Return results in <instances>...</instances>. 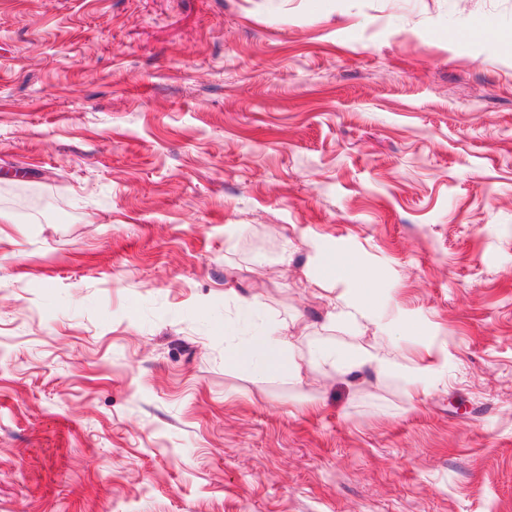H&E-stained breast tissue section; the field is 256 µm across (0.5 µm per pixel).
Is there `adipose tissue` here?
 Wrapping results in <instances>:
<instances>
[{"label":"adipose tissue","mask_w":512,"mask_h":512,"mask_svg":"<svg viewBox=\"0 0 512 512\" xmlns=\"http://www.w3.org/2000/svg\"><path fill=\"white\" fill-rule=\"evenodd\" d=\"M315 260L321 270V283L332 284L339 280L360 283L361 276L352 257L320 252ZM359 294L360 305H367L371 297L370 286L361 285ZM426 353L427 361L407 373L411 387L418 394L433 385L438 374L448 366V345L445 341L428 345ZM227 363L251 371L255 380L281 378L295 386L305 384L307 371L311 368L326 377L352 379L367 369L382 377L400 367L395 346L391 343L369 348L339 347L326 343L308 354H300L284 322L262 325L257 336L229 354Z\"/></svg>","instance_id":"obj_1"}]
</instances>
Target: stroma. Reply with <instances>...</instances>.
I'll return each instance as SVG.
<instances>
[{"label": "stroma", "instance_id": "35a3bbf8", "mask_svg": "<svg viewBox=\"0 0 512 512\" xmlns=\"http://www.w3.org/2000/svg\"><path fill=\"white\" fill-rule=\"evenodd\" d=\"M0 209V512H512V0H0ZM315 260L321 269V283L334 284L336 280L359 282L362 288H357L360 294L357 307L362 310L369 303L371 297L369 282L366 277L359 274L358 266L351 256L335 252H317ZM303 362L323 376L344 379H354L366 369L383 377L400 367L392 341L369 348L326 343L307 355L300 354L285 322L262 325L257 336L225 357V364L251 371L257 381L281 378L295 386L305 385L307 371H303ZM429 357L423 364H417L407 372L409 384L417 395L424 394L434 384L438 374L448 367V345L443 339L425 345Z\"/></svg>", "mask_w": 512, "mask_h": 512}]
</instances>
